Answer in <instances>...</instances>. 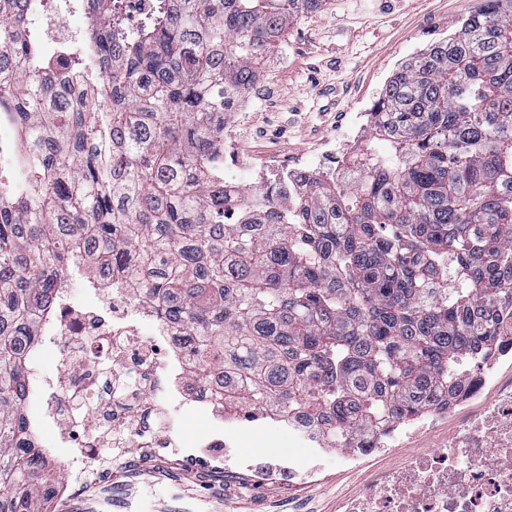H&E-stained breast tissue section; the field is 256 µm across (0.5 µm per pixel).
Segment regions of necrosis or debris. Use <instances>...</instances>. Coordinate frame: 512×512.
I'll return each instance as SVG.
<instances>
[{
  "instance_id": "4bbe7bcc",
  "label": "necrosis or debris",
  "mask_w": 512,
  "mask_h": 512,
  "mask_svg": "<svg viewBox=\"0 0 512 512\" xmlns=\"http://www.w3.org/2000/svg\"><path fill=\"white\" fill-rule=\"evenodd\" d=\"M374 107L370 100L352 114L339 144L287 166L277 156L255 161L234 126L225 125L226 189L236 193L248 179L270 185L284 167L302 176L337 174L358 154ZM56 288L58 310L38 326L59 352L35 347L26 356L32 362L53 357L59 376L55 391L33 416L57 427L58 443L79 449L84 470L95 469L103 447H181V439L141 427L145 417H171L156 398L165 368L183 407L210 420L223 418L230 429H258L269 448L284 440L301 446L305 453L289 455L286 476H317L312 451L328 448L329 440L312 433L310 425L287 421L266 408L222 417L220 401L188 377L184 327L163 320L161 301L142 297L129 276L116 273L111 281L99 282L90 304L69 302L68 277L58 278ZM429 433L436 436L434 446L404 463L391 462L396 448ZM336 461L370 470L368 483L341 500V512H512V344H503L481 362L454 397L431 401L411 427L397 422L386 433L349 440L337 449Z\"/></svg>"
}]
</instances>
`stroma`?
I'll return each mask as SVG.
<instances>
[{
  "mask_svg": "<svg viewBox=\"0 0 512 512\" xmlns=\"http://www.w3.org/2000/svg\"><path fill=\"white\" fill-rule=\"evenodd\" d=\"M474 0H328L321 11L298 17L286 34L287 57L271 54V88L247 103L249 144L255 156L275 153L306 159L346 130L354 104L378 94L405 59L448 37ZM213 425L180 411L176 432L196 442L194 453L130 449L123 464H104L96 488L76 486L66 499L33 496L52 512H279L285 501L300 512H337L341 496L369 479L368 470L337 467L334 451L318 454L315 480L245 489L210 469L206 443Z\"/></svg>",
  "mask_w": 512,
  "mask_h": 512,
  "instance_id": "35a3bbf8",
  "label": "stroma"
}]
</instances>
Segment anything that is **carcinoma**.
Instances as JSON below:
<instances>
[{
    "mask_svg": "<svg viewBox=\"0 0 512 512\" xmlns=\"http://www.w3.org/2000/svg\"><path fill=\"white\" fill-rule=\"evenodd\" d=\"M0 0V512H35L23 340L84 249L188 333V372L226 405L273 406L344 445L453 396L512 336V0L401 64L347 175L240 194L224 223V122L290 22L326 0H57L79 42L51 51Z\"/></svg>",
    "mask_w": 512,
    "mask_h": 512,
    "instance_id": "carcinoma-1",
    "label": "carcinoma"
}]
</instances>
